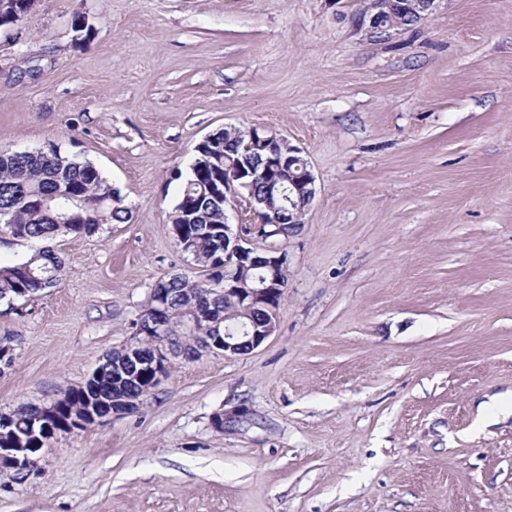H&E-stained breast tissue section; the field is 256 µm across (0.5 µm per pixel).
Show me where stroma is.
I'll return each instance as SVG.
<instances>
[{
	"label": "stroma",
	"mask_w": 512,
	"mask_h": 512,
	"mask_svg": "<svg viewBox=\"0 0 512 512\" xmlns=\"http://www.w3.org/2000/svg\"><path fill=\"white\" fill-rule=\"evenodd\" d=\"M362 2L36 0L0 26V146L93 163L129 211L0 237L1 264H63L0 302V413L83 385L157 281L203 277L169 216L205 136L285 137L317 187L274 240V334L173 358L139 410L0 469V512H512V0L385 39Z\"/></svg>",
	"instance_id": "stroma-1"
}]
</instances>
